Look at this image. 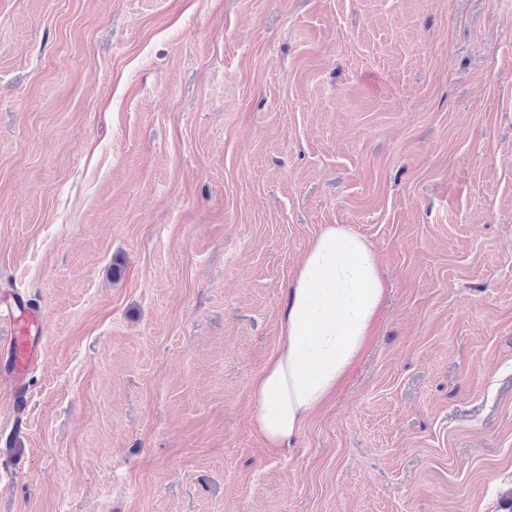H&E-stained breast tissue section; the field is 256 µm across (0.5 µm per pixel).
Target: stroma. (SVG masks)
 I'll list each match as a JSON object with an SVG mask.
<instances>
[{"mask_svg":"<svg viewBox=\"0 0 512 512\" xmlns=\"http://www.w3.org/2000/svg\"><path fill=\"white\" fill-rule=\"evenodd\" d=\"M364 354L295 444L252 381L322 227ZM45 317L0 512H507L512 0H0V292Z\"/></svg>","mask_w":512,"mask_h":512,"instance_id":"stroma-1","label":"stroma"}]
</instances>
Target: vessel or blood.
<instances>
[{
    "mask_svg": "<svg viewBox=\"0 0 512 512\" xmlns=\"http://www.w3.org/2000/svg\"><path fill=\"white\" fill-rule=\"evenodd\" d=\"M43 312L21 294H0V380L11 386L16 406H24L30 373L42 356Z\"/></svg>",
    "mask_w": 512,
    "mask_h": 512,
    "instance_id": "1",
    "label": "vessel or blood"
}]
</instances>
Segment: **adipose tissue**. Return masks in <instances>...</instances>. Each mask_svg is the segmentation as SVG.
I'll return each mask as SVG.
<instances>
[{"label":"adipose tissue","mask_w":512,"mask_h":512,"mask_svg":"<svg viewBox=\"0 0 512 512\" xmlns=\"http://www.w3.org/2000/svg\"><path fill=\"white\" fill-rule=\"evenodd\" d=\"M385 295L374 247L350 226L324 227L287 286L279 346L253 380L252 419L269 447H288L345 382Z\"/></svg>","instance_id":"adipose-tissue-1"}]
</instances>
